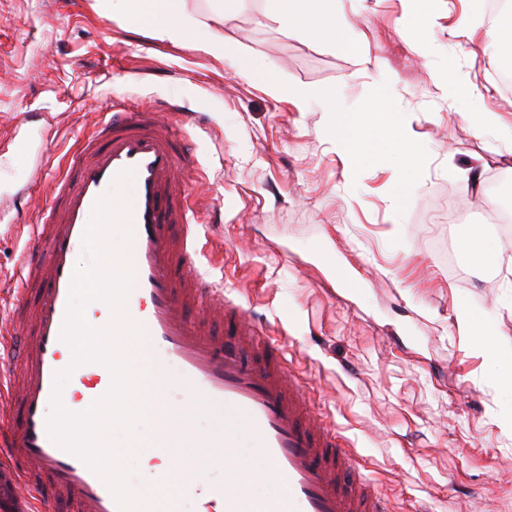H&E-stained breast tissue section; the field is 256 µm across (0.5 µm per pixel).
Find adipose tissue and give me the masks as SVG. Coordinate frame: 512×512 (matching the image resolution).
<instances>
[{
    "label": "adipose tissue",
    "mask_w": 512,
    "mask_h": 512,
    "mask_svg": "<svg viewBox=\"0 0 512 512\" xmlns=\"http://www.w3.org/2000/svg\"><path fill=\"white\" fill-rule=\"evenodd\" d=\"M116 14H134L153 30L154 35L174 44L183 43L198 25L197 19L181 6V0H101ZM330 131L338 153L357 166L377 157L397 155L403 168L412 167L418 148L404 127L392 130L388 139L368 142L364 139L366 117L361 112H346L331 104Z\"/></svg>",
    "instance_id": "adipose-tissue-1"
}]
</instances>
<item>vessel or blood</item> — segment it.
<instances>
[{
  "label": "vessel or blood",
  "mask_w": 512,
  "mask_h": 512,
  "mask_svg": "<svg viewBox=\"0 0 512 512\" xmlns=\"http://www.w3.org/2000/svg\"><path fill=\"white\" fill-rule=\"evenodd\" d=\"M94 131L79 145L40 224L34 225L23 255L15 314L33 309V334L0 332V348L23 366L21 384L0 371V512H119L105 484L83 460L55 444L47 432L46 409L54 378L65 369L67 345L60 335L70 295L75 254L96 201L126 174L131 207L128 227L134 277L126 312L151 344L150 362L180 366V384L226 408L223 430L209 435L234 452L239 426L259 440V451L287 485L286 512H388L375 485L360 473L354 455L343 450L334 429L312 414L299 375L276 339L267 336L222 290L201 275L174 284L177 266L192 262V237L175 236V224L195 216L178 175L190 162L191 144L160 127L154 112L103 105ZM218 307L231 329L223 343L185 314L189 304ZM45 473L49 485L31 499L14 490ZM189 489L202 512H239L235 495L196 476Z\"/></svg>",
  "instance_id": "vessel-or-blood-1"
}]
</instances>
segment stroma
I'll return each instance as SVG.
<instances>
[{
  "mask_svg": "<svg viewBox=\"0 0 512 512\" xmlns=\"http://www.w3.org/2000/svg\"><path fill=\"white\" fill-rule=\"evenodd\" d=\"M185 7L200 25L175 45L96 0H0V327L31 229L103 103L172 104L158 119L194 146L180 184L210 282L288 347L312 411L392 512H512V390L458 323L463 309L485 315L512 354V233L492 221L512 211V139L476 128L457 94L479 90L512 125V63L492 49L512 29V0H424L429 25L402 0H306V39L282 36L265 0H241L225 44L309 92L302 110L197 49L213 0ZM331 18L334 41L321 33ZM332 96L348 112L385 108L372 140L408 121L411 172L390 158L348 166L329 136ZM475 225L503 265L470 264ZM166 371L174 427L212 433L213 411L185 415L177 364Z\"/></svg>",
  "mask_w": 512,
  "mask_h": 512,
  "instance_id": "stroma-1",
  "label": "stroma"
}]
</instances>
